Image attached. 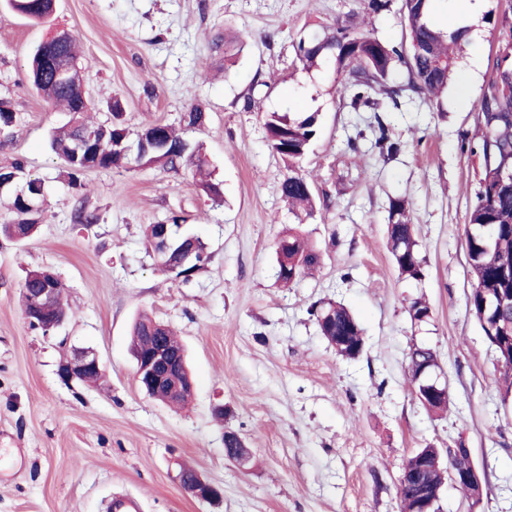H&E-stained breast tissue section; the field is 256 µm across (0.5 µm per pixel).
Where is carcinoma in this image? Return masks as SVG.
I'll return each mask as SVG.
<instances>
[{
	"mask_svg": "<svg viewBox=\"0 0 512 512\" xmlns=\"http://www.w3.org/2000/svg\"><path fill=\"white\" fill-rule=\"evenodd\" d=\"M10 2L16 11L26 10L28 17L36 20H45L53 12V0H38L35 9L28 5L29 0ZM356 4L358 10L348 15V21L299 38L294 50L302 68L316 69L326 59H335L337 70L344 74L343 90L349 94L354 108L378 106L374 94L380 92L395 105L407 90L431 102L437 101L448 83L457 77V51L463 44L460 34L450 33L435 22L433 0H401L405 38L399 44L384 42L354 25V17L361 12L377 15L389 10L391 0H356ZM486 22L497 33V51L493 58V79L480 104L481 135L468 147L470 153L482 160L479 189L468 213L465 238L470 272L475 280L468 306L494 350L505 354L507 368L499 372L495 384L502 399L512 401V181L502 179L504 171L512 170V25L499 22L492 14L486 16ZM45 55L76 62L74 40L59 48L45 47ZM399 72L405 75L403 83L394 81ZM29 75L39 93L62 104L72 114L69 124L56 131L51 142L53 151L66 163L72 184H77L80 176L90 169L121 167L131 159L175 171L184 163L199 171L207 164L201 154L187 152L186 142L171 126L157 122L147 125L141 135L148 137L158 132L161 143L146 152L130 149L133 142L122 120L123 108L118 99L111 105V123H87L84 119L87 102L82 89L56 79L52 71L44 68L43 60L36 53L31 58ZM318 122L317 112H269L265 115L269 144L286 167L279 185L280 195L300 224L312 217L316 209L313 187L302 173L300 161L317 135ZM378 132L375 144L381 155L389 157L401 150V144L391 139L381 121ZM83 135L92 136V143L78 155L77 140ZM23 185L26 186L24 194H19L17 189L12 193L18 221L4 228L11 237L28 238L40 223V214L32 204L43 195L41 181L27 178ZM181 221L182 217L172 216L169 229L176 235L177 244L158 253V257L163 268L188 281L206 260V247L198 235L181 229ZM279 242L288 244V248L277 250V277L281 282L290 284L319 265V253L295 229H288ZM387 247L399 277L422 280L425 261L414 238L408 201L403 197L389 201ZM42 287V280L26 277L21 287V301L26 315L31 317L30 327L45 334L47 330L40 320L33 317L35 300ZM499 295L509 300L504 308L485 304V298ZM410 308L414 323L422 324L430 319L431 308L425 299H415ZM312 315L322 336L333 345L338 356L351 360L363 353V329L343 304L324 302L312 308ZM159 340L170 350L185 354L183 345L164 324L147 315L135 321L132 329L134 356L151 350ZM435 360L437 355L430 347L423 344L411 347L408 373L416 392H421L422 366ZM148 395L166 404H183L191 397V390L186 388L181 395L173 397L160 386ZM432 452V448H419L408 459V468L415 472L416 478L403 489L404 512L421 509V489L436 488L447 481V472L433 463Z\"/></svg>",
	"mask_w": 512,
	"mask_h": 512,
	"instance_id": "carcinoma-1",
	"label": "carcinoma"
}]
</instances>
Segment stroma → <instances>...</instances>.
Listing matches in <instances>:
<instances>
[{
  "instance_id": "obj_1",
  "label": "stroma",
  "mask_w": 512,
  "mask_h": 512,
  "mask_svg": "<svg viewBox=\"0 0 512 512\" xmlns=\"http://www.w3.org/2000/svg\"><path fill=\"white\" fill-rule=\"evenodd\" d=\"M353 0H57L35 22L0 0V101L15 114L0 128V167L40 179L42 222L23 241L0 234V512H108L134 495L143 512H401L399 479L425 447L469 448L482 483L479 504L445 485L440 512H512V406L494 379L500 365L467 297L474 286L466 217L479 188V103L491 78L494 33L471 46L477 79L460 73L432 109L421 98L353 109L334 60L306 71L301 34L345 20ZM75 38L89 121L108 123L120 98L131 133L174 126L202 146L213 201L192 169L130 163L86 171L70 185L50 147L69 120L29 79L34 49L54 31ZM246 48L224 60V40ZM207 115L189 128L191 106ZM269 112H315L319 133L302 169L317 212L297 224L278 187L284 163L265 130ZM384 122L402 152L374 148ZM409 202L425 277H399L386 248L390 198ZM92 215L75 223L76 209ZM185 219L208 261L189 281L162 270L147 225ZM321 253L313 274L277 279L276 241L292 226ZM49 268L65 286L70 316L45 334L21 306L28 271ZM432 310L414 324L411 301ZM331 299L365 334L363 354L337 356L311 314ZM168 325L187 349L193 396L182 407L149 397L136 380L130 331L140 314ZM432 348L449 409L427 410L407 376L412 344ZM97 351L95 385L63 382L65 353ZM223 405V419L213 414ZM238 433L250 462L224 455ZM221 486L214 506L186 494L178 463Z\"/></svg>"
}]
</instances>
